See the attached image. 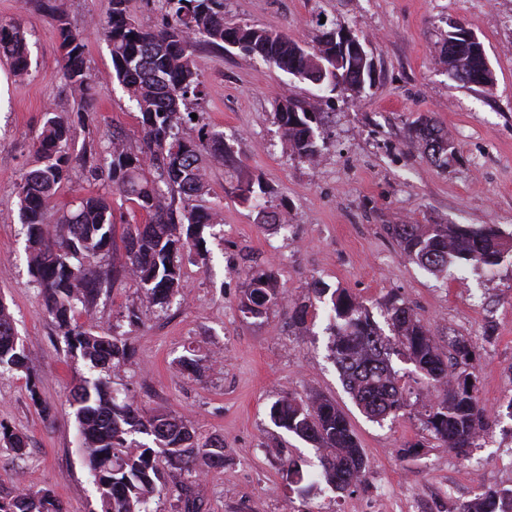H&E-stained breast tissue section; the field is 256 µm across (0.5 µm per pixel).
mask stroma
I'll list each match as a JSON object with an SVG mask.
<instances>
[{
	"instance_id": "1",
	"label": "stroma",
	"mask_w": 512,
	"mask_h": 512,
	"mask_svg": "<svg viewBox=\"0 0 512 512\" xmlns=\"http://www.w3.org/2000/svg\"><path fill=\"white\" fill-rule=\"evenodd\" d=\"M46 0H0V18L29 32L32 73L14 77L0 58V299L13 315L33 357L39 398L24 374L0 375V423L26 435L17 457L0 446V472L17 473L24 487L48 488L70 512H97L98 494L82 463L68 391L86 373L66 357L57 331L30 282L26 237L16 208L17 183L34 166V141L47 107L71 112L74 101L60 78L61 53ZM85 35L86 60L98 79L88 112L74 130L75 148L99 154L113 129L139 140L138 117L112 82L110 50L91 20L105 18L109 0H53ZM227 19L288 33L312 43L322 25L339 24L364 36L374 83L362 96L327 93L318 102L324 144L316 161L288 156L274 117V100L308 101L311 87L239 50L200 48L195 62L205 86L199 120L223 130L242 163L209 165L204 206L222 224L204 255L182 261L183 300L160 310L140 286L121 277L94 306L101 328L127 326L135 356L112 372L144 414L162 409L190 420L201 436L224 440V464L193 477L208 512H458L481 491L505 487L512 474V257L490 276L453 267L437 277L409 261L391 238V224H495L512 232V0H224ZM468 27L483 44L494 75L491 87L449 79L435 55L451 25ZM432 119L453 146L445 165L429 163L412 146L415 121ZM263 182L270 210L284 212L287 229L266 228L237 187ZM103 195L116 215L126 205L107 179L77 178L61 186L49 220L76 197ZM272 267L286 299L301 301L314 283L343 288L378 326L393 303L427 322L440 349L454 338L472 341L480 355L479 402L489 427L470 458L456 456L424 424L431 396L414 365L396 356L409 407L398 417L366 419L346 392L330 357L328 303L317 305L305 328L288 321L285 306L261 318L243 307L248 270ZM129 326V325H128ZM191 355L195 379L179 359ZM321 395L349 417L363 453V480L342 493L313 488L304 497L288 484L287 459L302 467L320 451L270 419L279 399ZM419 444L418 456L406 454ZM481 483L471 480L474 461Z\"/></svg>"
}]
</instances>
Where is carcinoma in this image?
Listing matches in <instances>:
<instances>
[{
  "label": "carcinoma",
  "instance_id": "carcinoma-1",
  "mask_svg": "<svg viewBox=\"0 0 512 512\" xmlns=\"http://www.w3.org/2000/svg\"><path fill=\"white\" fill-rule=\"evenodd\" d=\"M129 0H110L106 18L92 25L104 37L112 57L111 78L139 113L140 139L131 146L114 131L103 155L89 160L75 153V118L88 111L93 79L85 61L83 33L52 3L47 10L62 53L61 77L77 101L76 116L47 108L34 147L36 164L24 172L17 187L18 216L26 228L29 272L39 289L43 307L58 330L65 351L81 358L97 376L77 378L70 405L80 438L85 467L97 487L98 512H153L150 503L181 486L174 512H208L203 500L182 484L184 476L200 472V465H224V440L197 435L191 422L157 411L141 413L129 398H119L110 372L133 355L131 337L117 329L100 330L93 309L116 270L106 267L117 249L115 216L103 196H87L55 224L45 215L57 188L76 172L104 176L144 222L126 224L121 241L125 250L122 272L137 282L162 309L182 296L184 255H203L204 233L221 223L218 211H198L193 202L209 193L206 161L236 163L224 148V134L212 132L191 114L199 112L204 85L194 52L199 46L238 49L319 92L355 89L361 95L372 86L368 66L340 53L344 27L323 31L311 47L285 33L224 18V0H151L166 22L160 26L134 19ZM0 53L10 60L14 76L29 74L31 54L27 32L0 20ZM448 75L467 86L486 87V53L479 41L448 32L438 49ZM275 119L289 155L315 160L321 153V113L317 102L275 99ZM412 140L420 154L438 165L448 159L447 134L430 122L418 121ZM239 197L256 207L267 203V187L260 181L239 185ZM388 230L403 253L435 275L455 266H468L486 275L512 257V234L496 224H391ZM326 289L288 308L290 322L303 327L314 304ZM272 270L252 274L244 302L255 317L279 302ZM386 314L393 336L378 332L369 312L356 296L337 289L331 295V351L343 381L363 414L381 421L407 407L406 388L391 364L402 353L435 401L425 408L426 424L443 445L466 457L487 430L484 409L476 395V347L464 338L448 343L444 354L431 338L423 319L413 310L393 304ZM32 357L19 338L9 307L0 301V373L27 374L31 399L39 402L30 374ZM278 426L323 449L321 472L325 489L344 492L360 482L367 461L348 416L322 396L306 401L284 398L270 408ZM152 438V444L132 439ZM0 442L15 453L25 448L24 437L0 423ZM0 512H69L48 488L30 489L0 482ZM459 512H512V489L492 490L462 505Z\"/></svg>",
  "mask_w": 512,
  "mask_h": 512
}]
</instances>
